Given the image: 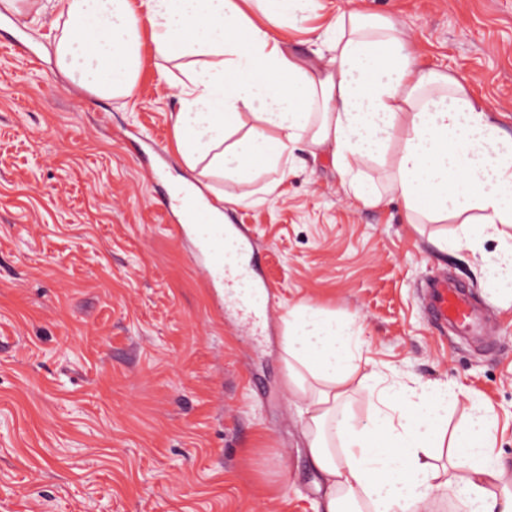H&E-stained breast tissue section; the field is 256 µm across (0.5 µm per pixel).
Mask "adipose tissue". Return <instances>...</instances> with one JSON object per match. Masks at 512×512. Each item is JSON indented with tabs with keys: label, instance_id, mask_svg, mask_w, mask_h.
I'll use <instances>...</instances> for the list:
<instances>
[{
	"label": "adipose tissue",
	"instance_id": "adipose-tissue-1",
	"mask_svg": "<svg viewBox=\"0 0 512 512\" xmlns=\"http://www.w3.org/2000/svg\"><path fill=\"white\" fill-rule=\"evenodd\" d=\"M52 44L58 71L94 96L126 99L141 70V49L175 62L164 70L178 91L172 115L177 150L200 176L234 182L292 174L293 145L331 159L340 185L366 208L382 204L366 185L365 159L398 143L392 191L408 223L450 218L462 227L440 250L480 260L491 293L512 285V135L455 76L421 66L388 17L358 11L327 25L308 56L290 46L298 23L321 0H55ZM251 113L256 127L243 129ZM494 239L498 249L485 254ZM288 391L302 408L307 452L325 493L314 512H433L438 493L466 512H512L498 496L507 467L496 451L493 409L472 400L452 434L449 466L433 440L447 434V388L409 387L379 370L360 374L362 343L353 322L301 303L285 319ZM369 409L351 410L352 395Z\"/></svg>",
	"mask_w": 512,
	"mask_h": 512
}]
</instances>
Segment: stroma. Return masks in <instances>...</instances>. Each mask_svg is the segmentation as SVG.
<instances>
[{"label":"stroma","mask_w":512,"mask_h":512,"mask_svg":"<svg viewBox=\"0 0 512 512\" xmlns=\"http://www.w3.org/2000/svg\"><path fill=\"white\" fill-rule=\"evenodd\" d=\"M324 3L298 52L340 12L392 18L423 67L460 79L512 135V0ZM54 35L0 7V512H313L321 480L282 353L300 302L361 325L389 378L453 389L449 428L470 399L488 403L512 467V302L472 257L435 247L455 220L406 223L393 195L362 207L299 142L273 194L210 179L239 196L268 286L261 315L217 306L168 222L171 186L196 179L173 136L176 88L147 46L132 97L73 109L44 54ZM441 277L466 287L483 335L432 322L421 292Z\"/></svg>","instance_id":"35a3bbf8"}]
</instances>
